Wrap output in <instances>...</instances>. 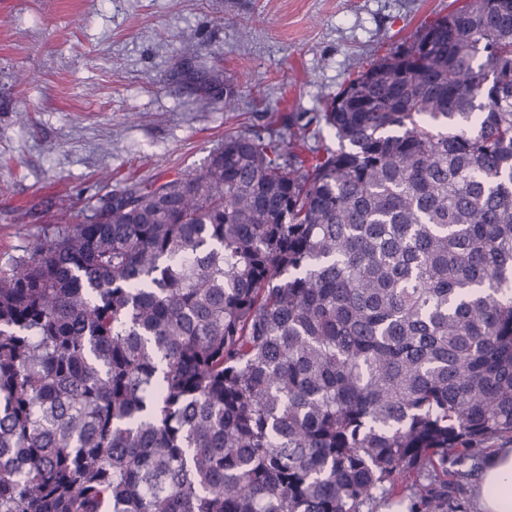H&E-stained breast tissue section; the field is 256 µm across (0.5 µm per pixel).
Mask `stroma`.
Masks as SVG:
<instances>
[{"label":"stroma","instance_id":"stroma-1","mask_svg":"<svg viewBox=\"0 0 512 512\" xmlns=\"http://www.w3.org/2000/svg\"><path fill=\"white\" fill-rule=\"evenodd\" d=\"M453 0H0V264L126 179L199 167L230 128L320 111ZM239 109L205 104L184 35ZM264 97L268 112L257 110Z\"/></svg>","mask_w":512,"mask_h":512}]
</instances>
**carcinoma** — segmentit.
Instances as JSON below:
<instances>
[{"mask_svg": "<svg viewBox=\"0 0 512 512\" xmlns=\"http://www.w3.org/2000/svg\"><path fill=\"white\" fill-rule=\"evenodd\" d=\"M503 441L512 0L0 267V512H459Z\"/></svg>", "mask_w": 512, "mask_h": 512, "instance_id": "carcinoma-1", "label": "carcinoma"}]
</instances>
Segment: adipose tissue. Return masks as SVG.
Segmentation results:
<instances>
[{"label": "adipose tissue", "instance_id": "adipose-tissue-1", "mask_svg": "<svg viewBox=\"0 0 512 512\" xmlns=\"http://www.w3.org/2000/svg\"><path fill=\"white\" fill-rule=\"evenodd\" d=\"M474 505L476 512H512V445L488 455Z\"/></svg>", "mask_w": 512, "mask_h": 512}]
</instances>
